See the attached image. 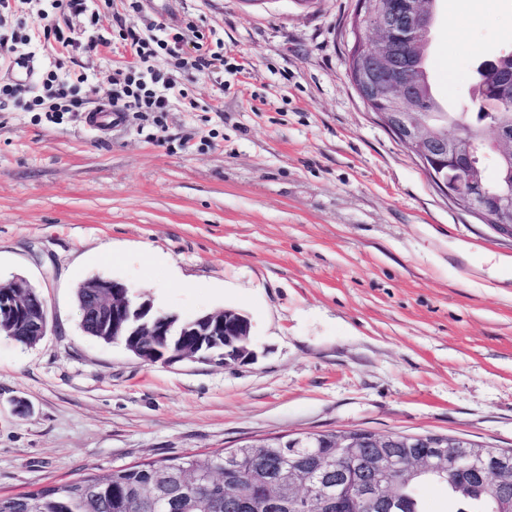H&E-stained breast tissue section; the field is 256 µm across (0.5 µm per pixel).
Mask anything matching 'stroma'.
<instances>
[{
  "mask_svg": "<svg viewBox=\"0 0 512 512\" xmlns=\"http://www.w3.org/2000/svg\"><path fill=\"white\" fill-rule=\"evenodd\" d=\"M356 6L16 0L0 281L25 278L53 323L31 347L0 335V493L343 429L512 448V266L486 274L512 238L441 194L366 107L346 75ZM151 24L184 35L150 59L168 111L91 125L139 75L126 31ZM511 47L512 0H438L435 97L478 111L475 64ZM50 71L77 104L54 122L30 108ZM94 277L181 318L241 311L254 359L148 365L89 336L76 292Z\"/></svg>",
  "mask_w": 512,
  "mask_h": 512,
  "instance_id": "35a3bbf8",
  "label": "stroma"
}]
</instances>
